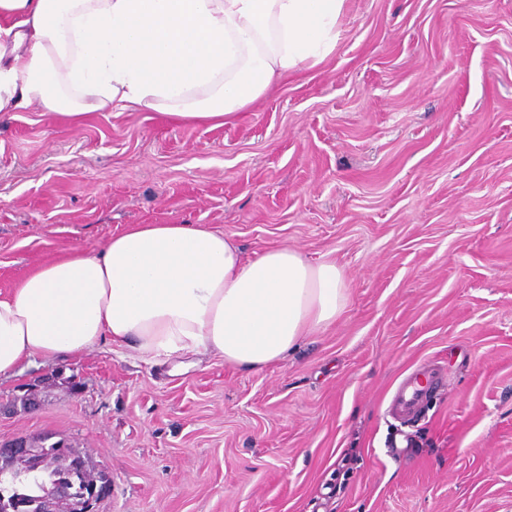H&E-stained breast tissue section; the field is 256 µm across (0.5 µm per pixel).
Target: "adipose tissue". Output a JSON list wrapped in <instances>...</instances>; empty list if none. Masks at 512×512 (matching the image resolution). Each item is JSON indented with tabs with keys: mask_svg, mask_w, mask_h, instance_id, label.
Listing matches in <instances>:
<instances>
[{
	"mask_svg": "<svg viewBox=\"0 0 512 512\" xmlns=\"http://www.w3.org/2000/svg\"><path fill=\"white\" fill-rule=\"evenodd\" d=\"M346 0H0V114L39 104L70 123L113 107L224 125L275 79L324 62ZM335 262L246 255L203 224H131L0 291V377L101 340L149 360L208 351L260 370L333 323Z\"/></svg>",
	"mask_w": 512,
	"mask_h": 512,
	"instance_id": "1",
	"label": "adipose tissue"
}]
</instances>
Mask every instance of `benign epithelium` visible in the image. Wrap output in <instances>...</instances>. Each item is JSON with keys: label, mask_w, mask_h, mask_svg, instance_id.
I'll list each match as a JSON object with an SVG mask.
<instances>
[{"label": "benign epithelium", "mask_w": 512, "mask_h": 512, "mask_svg": "<svg viewBox=\"0 0 512 512\" xmlns=\"http://www.w3.org/2000/svg\"><path fill=\"white\" fill-rule=\"evenodd\" d=\"M0 456L21 463L18 469H0V485L15 487L31 472L43 467L42 457L36 443L24 436L0 442ZM80 462L71 464L61 473H48L40 485V493L31 496L14 491V494L0 497V512H97V504L108 497L107 489L112 482L98 483L95 479L74 482L80 473Z\"/></svg>", "instance_id": "obj_1"}]
</instances>
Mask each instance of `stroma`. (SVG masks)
<instances>
[{"mask_svg": "<svg viewBox=\"0 0 512 512\" xmlns=\"http://www.w3.org/2000/svg\"><path fill=\"white\" fill-rule=\"evenodd\" d=\"M342 28L221 127L0 117V290L129 224L285 245L347 285L260 371L103 342L1 378L0 442L68 439L112 477L98 512H512V0H347ZM432 364L400 425L391 395ZM438 373L430 372L423 376L407 377L393 394L388 411L391 416L404 423L417 420L424 409V403L434 388Z\"/></svg>", "mask_w": 512, "mask_h": 512, "instance_id": "stroma-1", "label": "stroma"}]
</instances>
